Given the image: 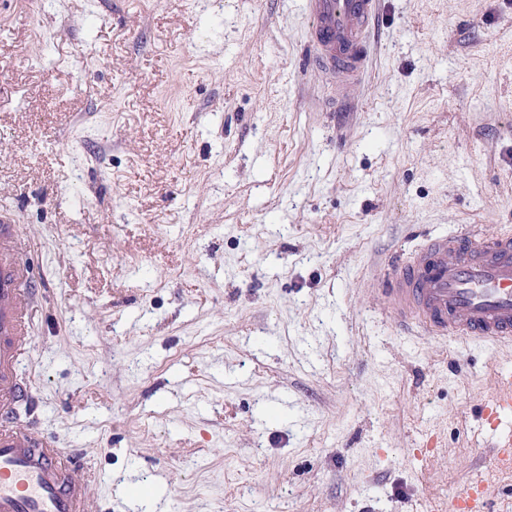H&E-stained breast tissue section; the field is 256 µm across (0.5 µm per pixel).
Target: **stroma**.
Listing matches in <instances>:
<instances>
[{"label": "stroma", "mask_w": 512, "mask_h": 512, "mask_svg": "<svg viewBox=\"0 0 512 512\" xmlns=\"http://www.w3.org/2000/svg\"><path fill=\"white\" fill-rule=\"evenodd\" d=\"M306 0H0V210L39 296L21 420L100 512H512V346L379 279L512 228V0H379L358 104ZM491 468L512 467V428L510 435L505 438H498L492 445L489 458ZM489 496L481 481L471 482L465 493L448 504V512L462 510L470 512H490Z\"/></svg>", "instance_id": "1"}]
</instances>
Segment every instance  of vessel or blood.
<instances>
[{"label": "vessel or blood", "instance_id": "obj_1", "mask_svg": "<svg viewBox=\"0 0 512 512\" xmlns=\"http://www.w3.org/2000/svg\"><path fill=\"white\" fill-rule=\"evenodd\" d=\"M379 0H307L309 51L318 70L340 72L341 93H355L370 63L369 26ZM15 219L0 213V512H95L83 483L72 479L70 449L33 437L20 423L30 395L22 365L33 340L35 297L21 263ZM382 299L400 326L433 337L498 346L512 343V230L425 235L391 268ZM489 462L512 467V435L496 439ZM448 512H490L481 481Z\"/></svg>", "mask_w": 512, "mask_h": 512}]
</instances>
